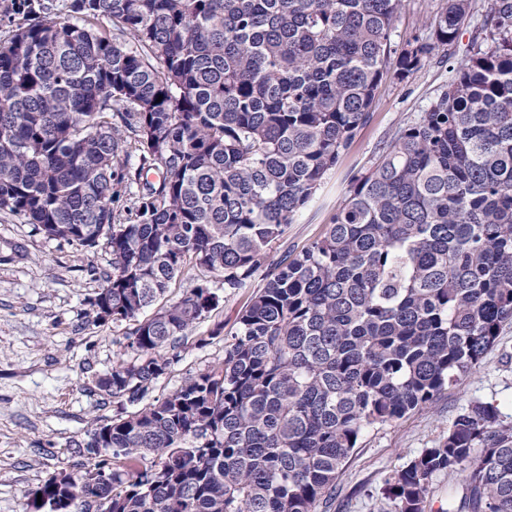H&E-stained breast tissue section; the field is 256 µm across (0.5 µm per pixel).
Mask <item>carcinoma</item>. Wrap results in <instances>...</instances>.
<instances>
[{"label":"carcinoma","instance_id":"obj_1","mask_svg":"<svg viewBox=\"0 0 512 512\" xmlns=\"http://www.w3.org/2000/svg\"><path fill=\"white\" fill-rule=\"evenodd\" d=\"M401 0H0V212L111 255L98 326L135 322L96 387L93 462L30 493V512H317L359 438L432 404L512 322V0L491 45L351 181L323 236L270 259L388 77L450 60L476 0H445L395 44ZM163 99H158V96ZM133 220L116 223L115 204ZM191 270L211 273L148 319ZM264 272L224 357L146 405L188 331ZM512 512V425L479 402L384 481L427 512ZM461 496V487L459 478L449 477L448 474H440L433 478L432 493L430 495V509L427 512H438L441 508L448 509V499L454 503L457 508Z\"/></svg>","mask_w":512,"mask_h":512}]
</instances>
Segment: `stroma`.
Segmentation results:
<instances>
[{"label":"stroma","instance_id":"obj_1","mask_svg":"<svg viewBox=\"0 0 512 512\" xmlns=\"http://www.w3.org/2000/svg\"><path fill=\"white\" fill-rule=\"evenodd\" d=\"M442 5L443 0H403L393 42L423 34ZM452 77L449 63L434 58L405 80L386 81L370 122L325 176L314 201L270 245L271 256L322 235L351 178L365 172L396 130L423 111ZM263 284L262 274H254L246 288L196 326L195 335H206L219 323L233 331L239 311ZM98 287L73 246L46 239L20 216L0 213V512H28L27 492L52 473L88 464L90 455L81 447L86 430L115 413V403L98 391L95 380L120 357L119 342L129 325L91 323L87 301ZM223 355V338L203 348L187 342L179 363L155 384L153 397L169 394L187 374ZM476 402L495 403L504 422L512 423V324L502 329L481 366L431 407L367 430L337 482L335 499L317 512H396L383 494L385 478L437 443Z\"/></svg>","mask_w":512,"mask_h":512}]
</instances>
